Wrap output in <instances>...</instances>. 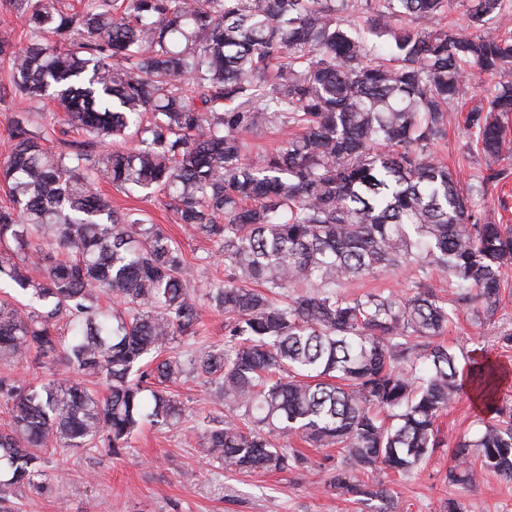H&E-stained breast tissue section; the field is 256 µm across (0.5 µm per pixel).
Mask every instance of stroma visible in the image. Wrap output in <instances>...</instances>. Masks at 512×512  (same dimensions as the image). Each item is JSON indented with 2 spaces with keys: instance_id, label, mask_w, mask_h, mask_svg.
<instances>
[{
  "instance_id": "obj_1",
  "label": "stroma",
  "mask_w": 512,
  "mask_h": 512,
  "mask_svg": "<svg viewBox=\"0 0 512 512\" xmlns=\"http://www.w3.org/2000/svg\"><path fill=\"white\" fill-rule=\"evenodd\" d=\"M35 111L43 124L53 129V141H60L66 129L62 113L8 94L0 96V145L7 139L14 117ZM469 141L462 114L450 110L448 136L438 154L450 166L460 167L465 177L479 170ZM99 192L114 208L145 214L178 242L193 268L195 289L223 280L224 262L218 257L217 243L197 237L180 224L166 208L163 196L128 195L104 184ZM506 331L512 332V295L505 297L494 323L480 325L463 313L445 338L457 351L480 348L489 359L512 368V350L503 351L498 343ZM173 392L185 409L176 427L159 431L142 426L117 455L103 444L46 454L47 473H62L63 484L43 495L15 489L9 508L13 512H375L376 502L360 495L315 492V485L336 464L332 448L308 449L310 466L287 473L246 475L216 468L200 446L197 423L204 416L223 415V402L198 378L182 380ZM483 416L478 399L463 394L447 412L444 446L411 474L388 477L407 512H446L451 498L461 503L465 512H512V484L497 475H485L468 490L450 486L446 480L456 441L479 429Z\"/></svg>"
}]
</instances>
